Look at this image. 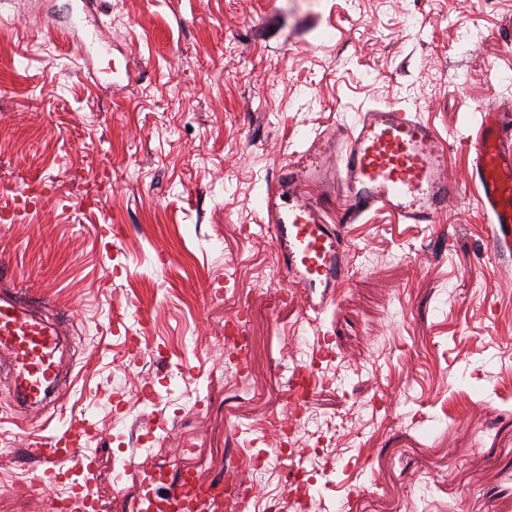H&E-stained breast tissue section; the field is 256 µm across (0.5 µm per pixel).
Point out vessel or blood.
<instances>
[{"label": "vessel or blood", "mask_w": 512, "mask_h": 512, "mask_svg": "<svg viewBox=\"0 0 512 512\" xmlns=\"http://www.w3.org/2000/svg\"><path fill=\"white\" fill-rule=\"evenodd\" d=\"M448 152L436 131L413 113L385 105L361 114L353 126L340 125L317 137L288 160L285 184L265 199L266 231L272 238L282 278L309 296V310L321 313L337 298L350 272L344 229L373 209H385L410 224L434 223L460 187L447 177ZM469 179L498 251L512 253V118L483 113L470 159ZM341 201L335 223L325 220L324 204ZM62 329L45 321L34 306L0 289V347L9 356L12 398L38 408L53 401L63 363L58 356ZM88 423L40 442L34 482L53 487L63 461L89 466L87 444L96 435ZM170 464L145 466L140 504L154 512H214L223 486L194 481L189 470L178 480Z\"/></svg>", "instance_id": "obj_1"}]
</instances>
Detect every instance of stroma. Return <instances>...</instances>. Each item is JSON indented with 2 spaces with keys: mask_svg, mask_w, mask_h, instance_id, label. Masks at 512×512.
Masks as SVG:
<instances>
[{
  "mask_svg": "<svg viewBox=\"0 0 512 512\" xmlns=\"http://www.w3.org/2000/svg\"><path fill=\"white\" fill-rule=\"evenodd\" d=\"M387 103L435 128L462 192L432 224L379 210L350 225L349 281L308 324L262 198L290 154ZM485 111L512 113V0H0V211L17 213L0 261L63 325L75 379L39 417L0 383V512H44L11 485L31 476L33 435L65 422L99 430L101 512H137L140 473L117 460L143 458L148 429L172 477L193 465L277 497L290 472L236 464L268 453L254 429L290 406L295 333L304 353L335 351L301 412L336 468L319 512H512V258L467 177ZM104 166L111 184L84 206ZM40 180L55 194L17 211ZM240 308L238 369L214 339Z\"/></svg>",
  "mask_w": 512,
  "mask_h": 512,
  "instance_id": "obj_1",
  "label": "stroma"
}]
</instances>
